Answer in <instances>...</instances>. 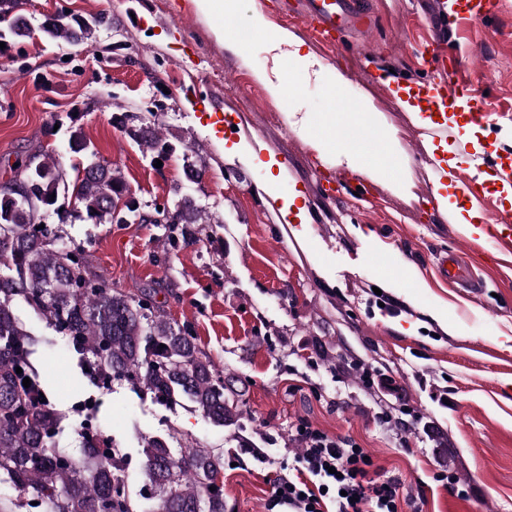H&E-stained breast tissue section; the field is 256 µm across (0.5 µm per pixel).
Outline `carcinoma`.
<instances>
[{
  "mask_svg": "<svg viewBox=\"0 0 512 512\" xmlns=\"http://www.w3.org/2000/svg\"><path fill=\"white\" fill-rule=\"evenodd\" d=\"M17 7V0H0V42L33 32ZM101 23L62 14L45 18L39 33L46 42L78 47ZM163 111L164 104H153L148 117L132 127L125 113L114 120L154 157L174 149L160 133L157 113ZM68 148L79 158L74 181H67L54 154L38 151L26 157L15 185L0 188V486L18 492L8 512H224L222 455L209 448H175L172 436L146 441L142 473L148 493L143 503L134 499L129 456L102 434L98 408L58 410L33 362L35 337L17 314L20 306L66 342L92 384L125 382L171 408L186 398L216 426L239 421L238 402L225 392L224 377L196 338L157 310L151 293L113 288L108 277L90 270L82 245L71 238L63 250L64 237L46 224L53 216L60 224L73 218L121 222L136 213L128 205L116 211L128 192L125 179L97 157L81 129L71 131ZM173 211L175 221L165 225L171 234L181 224L211 223L206 209L187 194L175 200ZM68 429L82 439L78 461L59 445Z\"/></svg>",
  "mask_w": 512,
  "mask_h": 512,
  "instance_id": "carcinoma-1",
  "label": "carcinoma"
}]
</instances>
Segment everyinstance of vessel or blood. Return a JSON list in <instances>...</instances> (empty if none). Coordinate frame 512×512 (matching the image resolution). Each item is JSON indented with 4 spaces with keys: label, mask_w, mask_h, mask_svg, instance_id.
Wrapping results in <instances>:
<instances>
[{
    "label": "vessel or blood",
    "mask_w": 512,
    "mask_h": 512,
    "mask_svg": "<svg viewBox=\"0 0 512 512\" xmlns=\"http://www.w3.org/2000/svg\"><path fill=\"white\" fill-rule=\"evenodd\" d=\"M288 10L297 15L318 43L326 46H340L347 34L369 29L375 21L363 0H290ZM421 57L428 64L432 76L416 90L410 91V100L427 105L434 112L455 113L465 109L475 118H483L481 78L463 79L461 59L446 62L436 50L423 48ZM339 136L342 141L367 153L373 154L378 150L366 126L347 124L340 130ZM458 154L460 171L457 180L467 190L487 160L470 154L463 146L459 147Z\"/></svg>",
    "instance_id": "vessel-or-blood-1"
}]
</instances>
